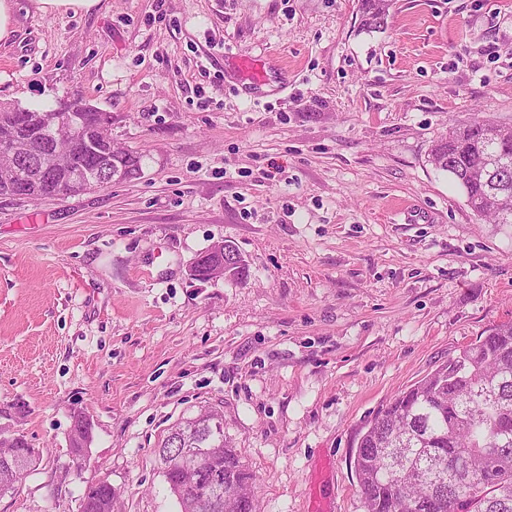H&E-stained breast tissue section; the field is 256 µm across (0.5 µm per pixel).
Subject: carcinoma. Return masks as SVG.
Segmentation results:
<instances>
[{"label": "carcinoma", "mask_w": 512, "mask_h": 512, "mask_svg": "<svg viewBox=\"0 0 512 512\" xmlns=\"http://www.w3.org/2000/svg\"><path fill=\"white\" fill-rule=\"evenodd\" d=\"M363 28H385L389 0H359ZM64 112L76 119L75 162L91 169L99 159L122 169L128 180L142 172V156L114 149L99 130L112 115L74 98L56 107L6 105L0 110V143L14 137L38 142L47 171L15 179L0 163V199L57 197L71 180L65 153L53 152L45 119ZM429 161L461 188L466 205L498 224H512V126L477 120L450 127L438 138ZM195 279L208 281L224 271L227 281L247 276V264L231 244L218 243L200 254ZM181 441L207 456L198 484L186 489L175 469L168 440ZM90 423L73 413L72 463L81 469L88 456ZM163 475L181 512H259L248 492L255 475L224 442V426L212 411L172 426L162 441ZM24 436L0 430V494L14 489L36 462ZM355 470L365 512H440L437 503L454 501L460 512H512V320L493 326L448 361L397 394L369 421L355 454ZM115 491L107 481L88 487L80 512H112Z\"/></svg>", "instance_id": "carcinoma-1"}]
</instances>
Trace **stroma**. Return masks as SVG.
Returning a JSON list of instances; mask_svg holds the SVG:
<instances>
[{
    "label": "stroma",
    "instance_id": "35a3bbf8",
    "mask_svg": "<svg viewBox=\"0 0 512 512\" xmlns=\"http://www.w3.org/2000/svg\"><path fill=\"white\" fill-rule=\"evenodd\" d=\"M15 0L0 102L73 96L142 155L131 181L0 200V427L40 460L0 512H179L158 455L219 412L260 512H365V426L512 318V224L428 161L449 126H512V0ZM248 276L192 279L213 244ZM90 462L71 463L74 411ZM37 8L44 14L91 12L101 4V0H35ZM362 26L373 32L383 30L387 25L389 0H359ZM115 491L107 481L89 486L82 496L80 512H112Z\"/></svg>",
    "mask_w": 512,
    "mask_h": 512
}]
</instances>
